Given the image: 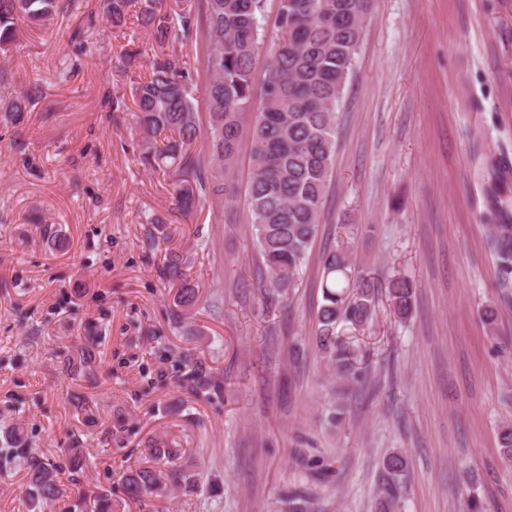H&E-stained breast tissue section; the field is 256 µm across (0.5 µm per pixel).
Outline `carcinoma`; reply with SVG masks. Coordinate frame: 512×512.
<instances>
[{"label":"carcinoma","instance_id":"carcinoma-1","mask_svg":"<svg viewBox=\"0 0 512 512\" xmlns=\"http://www.w3.org/2000/svg\"><path fill=\"white\" fill-rule=\"evenodd\" d=\"M0 0V53H7L20 26L44 25L70 10L88 19L101 14L123 27L133 19L152 30L162 47L174 40L191 41L199 31L191 0L175 9L164 0ZM371 0H278L274 22L277 42L266 61L260 85L253 67L262 40L265 0H205L208 34L207 82L204 94L209 120L200 127L193 102L195 77L173 55L158 52L146 60L147 74L132 85L138 129L143 133L145 164L175 178L177 210L189 216L207 197L236 193V157L243 135V115L253 113L249 129L251 179L247 189L249 223L254 249L261 258L262 300L285 298L295 287L318 235L321 209L332 177L337 112L346 81L361 47ZM42 89L34 84L0 105L5 112H24L36 105ZM204 139L206 149H198ZM341 225L336 241L324 251L322 301L316 311L315 340L330 376L342 383H360L367 376L363 353L353 332L369 324L381 296L399 321L413 310L414 282L406 275L380 280L356 266L355 236L372 231ZM487 236L504 277L512 278V224H487ZM188 257L168 255L162 275L176 287L175 304L189 312L199 302V287L187 274ZM322 423L329 431L345 420L341 393H326ZM6 443L22 457L27 469L25 495L31 512L59 500L63 489L56 470L28 449L24 430L12 426ZM499 450L512 461V425L499 429ZM410 458L393 448L381 458L372 494L374 512H399L404 501ZM200 473L194 463L181 462L179 449L162 439L148 442L136 469L122 474L130 502L162 497L169 487L196 490ZM126 503L98 493L89 512H125Z\"/></svg>","mask_w":512,"mask_h":512}]
</instances>
